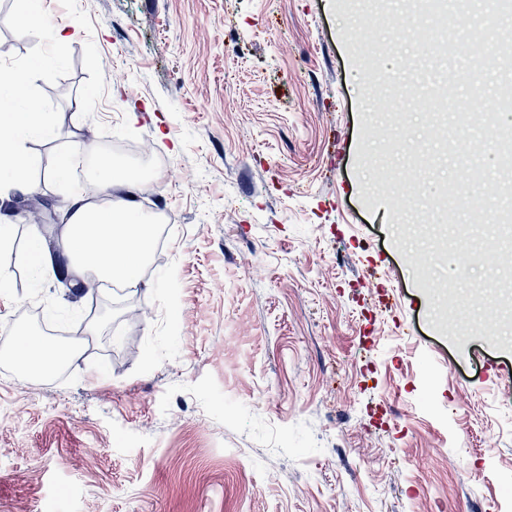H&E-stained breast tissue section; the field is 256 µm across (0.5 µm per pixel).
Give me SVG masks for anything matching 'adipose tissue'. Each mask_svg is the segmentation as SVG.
<instances>
[{
	"mask_svg": "<svg viewBox=\"0 0 512 512\" xmlns=\"http://www.w3.org/2000/svg\"><path fill=\"white\" fill-rule=\"evenodd\" d=\"M33 70L49 79L55 63L39 56L24 64L0 66V187L23 193L32 189L29 173L36 165L26 143L49 141L55 135L40 101L29 92ZM138 190L135 176L106 162L99 167L93 190L76 191L70 198L65 249L91 262L101 279L121 284L137 281L152 250L154 229L136 208ZM112 191L118 194L113 205L103 209L94 203V193Z\"/></svg>",
	"mask_w": 512,
	"mask_h": 512,
	"instance_id": "1",
	"label": "adipose tissue"
}]
</instances>
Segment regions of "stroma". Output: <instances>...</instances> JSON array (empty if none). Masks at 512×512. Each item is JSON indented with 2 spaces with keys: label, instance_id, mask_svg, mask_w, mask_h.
<instances>
[{
  "label": "stroma",
  "instance_id": "stroma-1",
  "mask_svg": "<svg viewBox=\"0 0 512 512\" xmlns=\"http://www.w3.org/2000/svg\"><path fill=\"white\" fill-rule=\"evenodd\" d=\"M409 0H0V63L30 77L56 164L144 143L140 211L169 231L137 286L75 300L0 249V347L28 307L80 349L29 388L0 363V512H512V293L487 219L491 132L438 123L409 91L423 18ZM77 21L69 41L51 27ZM512 14L473 0L434 57L460 113L494 109L489 48ZM485 47L472 55V43ZM77 178L44 176L58 239ZM465 189L441 223L435 192Z\"/></svg>",
  "mask_w": 512,
  "mask_h": 512
}]
</instances>
